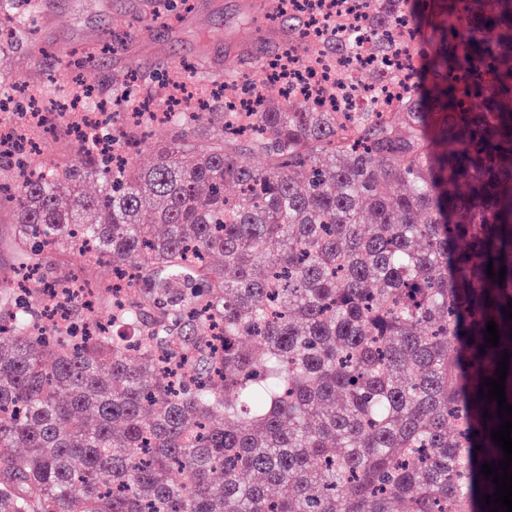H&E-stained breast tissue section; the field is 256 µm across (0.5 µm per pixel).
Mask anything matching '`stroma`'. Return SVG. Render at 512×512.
<instances>
[{"mask_svg":"<svg viewBox=\"0 0 512 512\" xmlns=\"http://www.w3.org/2000/svg\"><path fill=\"white\" fill-rule=\"evenodd\" d=\"M194 8L166 26L143 31L136 60L143 66L172 67L208 53L216 66L248 42L249 55L263 60L288 43L287 33L259 26L246 0H193ZM143 0H48L40 30L43 44L69 50L91 45L113 23L144 17ZM49 72L36 55L17 51L0 57V74L17 86L35 88Z\"/></svg>","mask_w":512,"mask_h":512,"instance_id":"stroma-1","label":"stroma"}]
</instances>
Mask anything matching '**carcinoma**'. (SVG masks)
Here are the masks:
<instances>
[{
	"label": "carcinoma",
	"mask_w": 512,
	"mask_h": 512,
	"mask_svg": "<svg viewBox=\"0 0 512 512\" xmlns=\"http://www.w3.org/2000/svg\"><path fill=\"white\" fill-rule=\"evenodd\" d=\"M286 2L270 18L301 61L356 46L308 45ZM364 2V25L411 28L390 112L261 96L244 132L216 98L147 167L124 112L116 160L91 138L69 164L0 153L30 277L0 282V512H489L503 354L512 405V0ZM46 5L0 0L31 27ZM18 48L76 54L26 29L0 41ZM100 51L132 47L110 32L75 65ZM135 77L154 81L134 62L97 93L118 102ZM77 262L112 264L92 306L69 295Z\"/></svg>",
	"instance_id": "carcinoma-1"
}]
</instances>
